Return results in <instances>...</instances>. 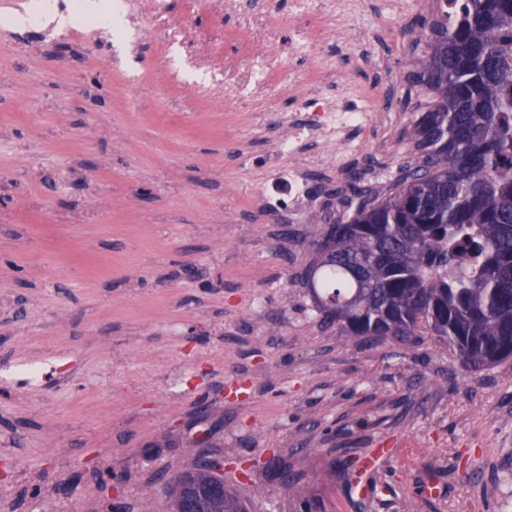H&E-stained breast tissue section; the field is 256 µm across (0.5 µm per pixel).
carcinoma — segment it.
I'll list each match as a JSON object with an SVG mask.
<instances>
[{
	"mask_svg": "<svg viewBox=\"0 0 512 512\" xmlns=\"http://www.w3.org/2000/svg\"><path fill=\"white\" fill-rule=\"evenodd\" d=\"M431 92L410 139L417 165L317 240L304 287L355 344L424 337L472 371L512 359V0H463L430 25ZM202 460L170 491L209 482ZM245 512L230 490L209 503Z\"/></svg>",
	"mask_w": 512,
	"mask_h": 512,
	"instance_id": "carcinoma-1",
	"label": "carcinoma"
}]
</instances>
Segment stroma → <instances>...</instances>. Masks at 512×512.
<instances>
[{
    "mask_svg": "<svg viewBox=\"0 0 512 512\" xmlns=\"http://www.w3.org/2000/svg\"><path fill=\"white\" fill-rule=\"evenodd\" d=\"M33 4L0 0V512H171L201 454L248 512H512V360L345 343L302 285L414 162L436 0H143L121 39ZM328 100L354 133L293 138Z\"/></svg>",
    "mask_w": 512,
    "mask_h": 512,
    "instance_id": "35a3bbf8",
    "label": "stroma"
}]
</instances>
